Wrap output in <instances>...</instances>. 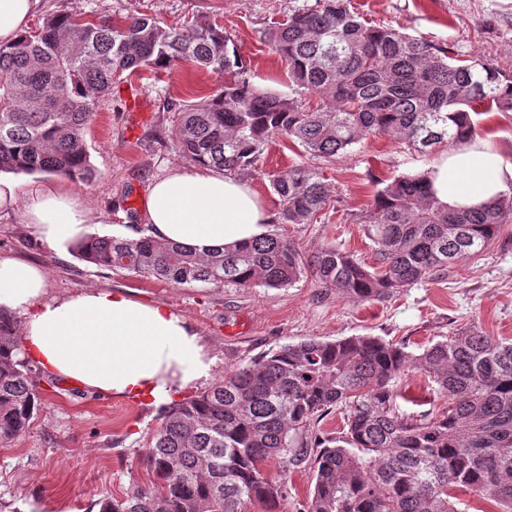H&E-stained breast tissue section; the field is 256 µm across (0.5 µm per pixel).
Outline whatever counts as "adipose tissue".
<instances>
[{
  "mask_svg": "<svg viewBox=\"0 0 512 512\" xmlns=\"http://www.w3.org/2000/svg\"><path fill=\"white\" fill-rule=\"evenodd\" d=\"M40 0H0V44L17 41ZM434 198L468 208L512 193V164L475 140L442 152L430 168ZM19 182L0 177V209L23 205L24 217L49 247L65 252L90 236L89 211L59 188L38 186L20 201ZM143 219L155 237L197 251L262 237L270 218L250 185L201 165L175 166L148 189ZM0 309L21 319L25 357L48 376L106 395L161 405L208 381L214 357L202 336L161 303L94 289L47 295L43 268L0 256Z\"/></svg>",
  "mask_w": 512,
  "mask_h": 512,
  "instance_id": "obj_1",
  "label": "adipose tissue"
}]
</instances>
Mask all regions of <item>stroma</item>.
I'll return each instance as SVG.
<instances>
[{
    "label": "stroma",
    "instance_id": "35a3bbf8",
    "mask_svg": "<svg viewBox=\"0 0 512 512\" xmlns=\"http://www.w3.org/2000/svg\"><path fill=\"white\" fill-rule=\"evenodd\" d=\"M304 0H42L40 17L94 12L99 16L146 14L164 26L192 33L194 22L223 28L241 57L250 83L288 91V73L265 37ZM352 11L375 25L393 26L466 57L482 58L512 72V0H351ZM225 82L224 75L180 63L146 70L116 84L100 99L86 134L97 180L86 185L56 174H20L21 193L40 183L68 190L92 214L96 235L132 236L152 180L174 165L194 163L171 139L176 108L201 104ZM434 154L421 153L379 135L326 160L282 138L268 142L247 181L270 215L279 197L271 174L306 165L324 175L329 203L309 224L283 232L305 255L332 244L358 262L376 265V247L361 215L375 193L395 177L429 168ZM0 255L39 263L49 297L89 288L120 292L145 303H162L183 316L208 342L216 359L213 378L251 365L262 354L308 338L336 340L375 336L418 354L474 326L512 342V223L479 255L450 272L402 288L383 300H361L323 288L312 274L273 289L173 286L153 277L111 270L61 254L46 245L20 212H0ZM27 372L40 407L29 428L0 446V512H98L106 498H123L149 476L142 463L162 420L164 406L91 393L46 376L35 364ZM400 413L418 415L444 404L427 374L409 369L396 382ZM288 499L283 512H305L314 487L310 467L281 471Z\"/></svg>",
    "mask_w": 512,
    "mask_h": 512
}]
</instances>
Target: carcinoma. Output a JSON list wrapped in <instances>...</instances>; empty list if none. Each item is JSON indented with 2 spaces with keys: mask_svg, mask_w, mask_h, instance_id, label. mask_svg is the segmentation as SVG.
I'll list each match as a JSON object with an SVG mask.
<instances>
[{
  "mask_svg": "<svg viewBox=\"0 0 512 512\" xmlns=\"http://www.w3.org/2000/svg\"><path fill=\"white\" fill-rule=\"evenodd\" d=\"M266 37L287 65L289 95L254 87L211 24L189 37L144 14L46 17L0 46V172L94 183L86 133L98 100L144 68L183 61L230 79L207 103L180 109L173 140L192 161L236 175L256 170L273 135L325 159L380 134L424 152L471 140L478 105L512 112L511 73L373 25L349 0L304 4ZM270 185L279 225L306 224L329 201L313 167L279 171ZM511 221V195L439 207L422 171L387 183L363 216L375 267L332 245L306 256L277 230L200 254L154 239L147 224L133 237L95 235L75 256L173 285L279 289L311 272L323 288L379 300L480 253ZM411 363L433 379L445 409L396 413L394 382ZM338 406L342 431L319 436L316 424ZM36 407L16 317L0 309V443L25 432ZM270 459L312 465L307 512H463L451 501L461 487L512 512V344L474 326L417 356L372 336L281 346L169 407L144 455L152 484L102 500L99 512H242L251 502L274 512L288 486L264 474Z\"/></svg>",
  "mask_w": 512,
  "mask_h": 512,
  "instance_id": "obj_1",
  "label": "carcinoma"
}]
</instances>
